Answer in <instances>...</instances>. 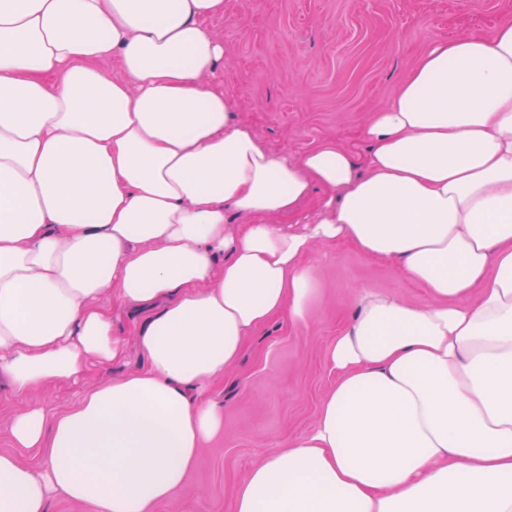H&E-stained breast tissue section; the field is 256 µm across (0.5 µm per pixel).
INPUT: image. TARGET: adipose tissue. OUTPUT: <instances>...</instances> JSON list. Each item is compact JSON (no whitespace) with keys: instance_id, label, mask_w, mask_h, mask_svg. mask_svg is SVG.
Listing matches in <instances>:
<instances>
[{"instance_id":"adipose-tissue-1","label":"adipose tissue","mask_w":512,"mask_h":512,"mask_svg":"<svg viewBox=\"0 0 512 512\" xmlns=\"http://www.w3.org/2000/svg\"><path fill=\"white\" fill-rule=\"evenodd\" d=\"M224 0H0V377L23 393L124 352L146 366L12 419L0 512H153L224 426L209 384L297 318L345 242L427 289H365L314 427L254 462L234 512H512V22L433 43L342 143L270 151L215 81ZM119 73L110 75L106 63ZM246 216L231 224L227 209Z\"/></svg>"}]
</instances>
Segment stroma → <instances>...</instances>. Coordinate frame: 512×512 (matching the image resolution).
<instances>
[{
	"mask_svg": "<svg viewBox=\"0 0 512 512\" xmlns=\"http://www.w3.org/2000/svg\"><path fill=\"white\" fill-rule=\"evenodd\" d=\"M509 21L512 0H224L216 25L224 59L216 77L270 150L297 156L332 138L351 148L362 172L368 114L396 93L423 48L465 30L489 36ZM306 263L313 291L303 319L278 317L250 334L237 364L209 392L223 410V432L202 448L185 484L157 512H233L234 487L251 464L314 425L336 381L325 351L351 322L361 289L418 306L430 301L396 264L343 242L316 246ZM104 303L123 356L107 370L22 395L1 386L0 453L41 467L44 449L17 448L10 439L16 411H64L84 390L143 366L133 314L115 297Z\"/></svg>",
	"mask_w": 512,
	"mask_h": 512,
	"instance_id": "35a3bbf8",
	"label": "stroma"
}]
</instances>
